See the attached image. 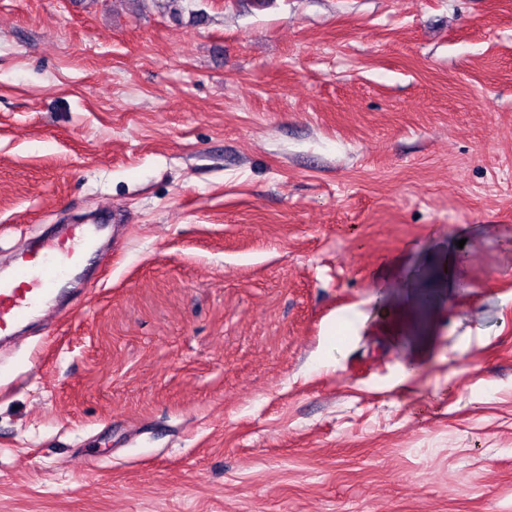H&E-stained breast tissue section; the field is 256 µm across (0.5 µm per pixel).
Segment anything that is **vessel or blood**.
<instances>
[{"instance_id":"obj_1","label":"vessel or blood","mask_w":512,"mask_h":512,"mask_svg":"<svg viewBox=\"0 0 512 512\" xmlns=\"http://www.w3.org/2000/svg\"><path fill=\"white\" fill-rule=\"evenodd\" d=\"M100 230L97 224L75 225L65 238L21 255L10 272H0V343L15 336L20 324L47 311L70 315L62 298L73 272L93 259L102 264L111 260L96 247Z\"/></svg>"}]
</instances>
